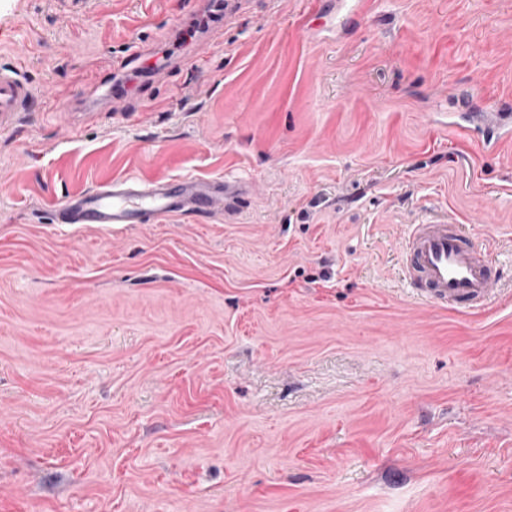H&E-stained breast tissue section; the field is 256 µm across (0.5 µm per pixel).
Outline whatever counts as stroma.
Wrapping results in <instances>:
<instances>
[{"mask_svg": "<svg viewBox=\"0 0 512 512\" xmlns=\"http://www.w3.org/2000/svg\"><path fill=\"white\" fill-rule=\"evenodd\" d=\"M147 46L118 111L76 101ZM43 100L0 132V512H512V0H0ZM221 178V215L102 229L57 203L115 178ZM450 214L485 308L401 273ZM471 121H478L484 130L481 145L496 148L504 139L512 135V114L510 112H470Z\"/></svg>", "mask_w": 512, "mask_h": 512, "instance_id": "stroma-1", "label": "stroma"}]
</instances>
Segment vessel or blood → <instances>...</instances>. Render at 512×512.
Returning <instances> with one entry per match:
<instances>
[{
  "label": "vessel or blood",
  "instance_id": "obj_1",
  "mask_svg": "<svg viewBox=\"0 0 512 512\" xmlns=\"http://www.w3.org/2000/svg\"><path fill=\"white\" fill-rule=\"evenodd\" d=\"M127 61L116 58L103 85L113 101L125 99ZM33 85L15 62H0V130L11 129L18 113L31 111ZM484 134L481 144L497 147L512 137V114L475 112ZM238 193L223 179L181 177L145 181L113 179L85 193L66 198L57 208L63 224H145L170 215H211ZM403 267L422 295L444 308L470 312L482 308L496 284L486 251L474 247L469 235L448 219L413 225L403 248Z\"/></svg>",
  "mask_w": 512,
  "mask_h": 512
}]
</instances>
